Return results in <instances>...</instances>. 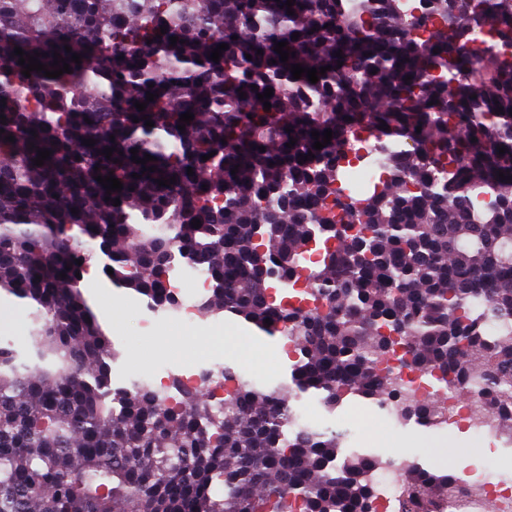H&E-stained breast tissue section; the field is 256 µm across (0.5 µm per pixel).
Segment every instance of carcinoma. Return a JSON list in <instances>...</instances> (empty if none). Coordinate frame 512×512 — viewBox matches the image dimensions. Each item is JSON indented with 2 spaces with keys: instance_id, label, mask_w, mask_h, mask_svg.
Masks as SVG:
<instances>
[{
  "instance_id": "cac0c4a2",
  "label": "carcinoma",
  "mask_w": 512,
  "mask_h": 512,
  "mask_svg": "<svg viewBox=\"0 0 512 512\" xmlns=\"http://www.w3.org/2000/svg\"><path fill=\"white\" fill-rule=\"evenodd\" d=\"M430 22L429 40L410 36ZM483 26L512 45V0H420L410 18L401 0H0V292L33 324L23 346L0 343V512H378L366 472L380 460L340 457L342 434L297 424L290 400L396 398L376 366L400 339L407 366L470 398L477 370L512 435V54H473ZM17 46L71 72L27 78ZM292 64L330 70L312 84ZM372 141L389 164L361 192L345 165ZM109 174L123 188L107 201L95 177ZM100 253L113 285L168 310L188 257L212 284L201 312L295 337L291 382L226 366L222 406L204 376L173 381L175 399L113 385L116 353L76 277ZM435 406L402 414L426 425ZM470 489L415 466L400 512Z\"/></svg>"
}]
</instances>
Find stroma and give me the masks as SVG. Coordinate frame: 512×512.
<instances>
[{"label":"stroma","mask_w":512,"mask_h":512,"mask_svg":"<svg viewBox=\"0 0 512 512\" xmlns=\"http://www.w3.org/2000/svg\"><path fill=\"white\" fill-rule=\"evenodd\" d=\"M83 292L118 353L112 364L114 384L130 385L131 374L140 371L170 370L179 375L181 366L199 362L223 363L245 368L261 379L289 378L293 362L263 344L246 338L248 323L233 315H209L193 326L174 330L161 322L144 330L141 321L147 302L136 293L109 282L85 280ZM295 411L311 415L315 423L335 430H349L342 443L343 454L362 453L382 458L417 456L420 463L446 469L468 482L512 483V444L494 439H474L465 427L444 429L408 424L399 425L380 412L370 400L345 396L335 410H326L318 397L306 395L294 402ZM478 449L481 467L457 459L460 449Z\"/></svg>","instance_id":"obj_1"}]
</instances>
